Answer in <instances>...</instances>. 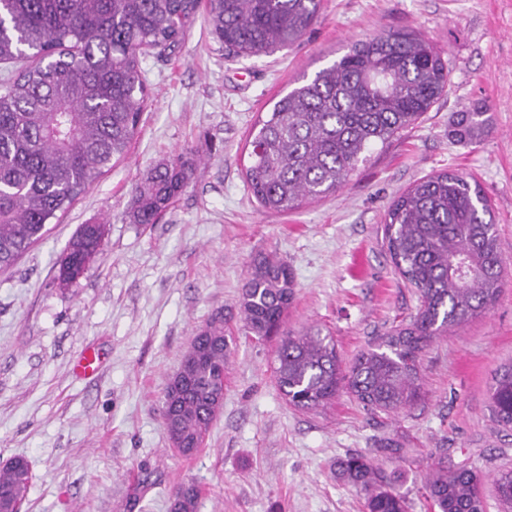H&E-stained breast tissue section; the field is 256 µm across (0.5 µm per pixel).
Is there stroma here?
Wrapping results in <instances>:
<instances>
[{
  "mask_svg": "<svg viewBox=\"0 0 512 512\" xmlns=\"http://www.w3.org/2000/svg\"><path fill=\"white\" fill-rule=\"evenodd\" d=\"M396 29L441 51L450 86L413 128L371 149L343 188L285 212L264 210L245 169L253 125L297 79L354 42ZM139 130L38 243L0 270V462L22 455L33 482L22 512H169L180 483L198 512H365L336 459L366 455L409 512H433L427 476L475 465L488 477L484 512H500L494 479L512 469V430L494 421L489 389L512 362V0H323L312 28L270 54L235 56L198 11L174 50L146 51ZM460 112H483L479 144L452 137ZM193 149L190 184L157 223H134L146 173ZM451 169L491 200L505 286L485 317L436 337L420 357L424 399L372 412L348 394L327 407L288 406L273 377V343L248 335L236 306L255 257L293 270L286 326L331 337L349 364L376 336L409 324L419 293L395 271L386 211L417 180ZM82 224H102V251L72 286L55 266ZM223 313L232 337L223 411L202 448H170L162 396L196 331ZM105 354L77 378L76 357Z\"/></svg>",
  "mask_w": 512,
  "mask_h": 512,
  "instance_id": "35a3bbf8",
  "label": "stroma"
}]
</instances>
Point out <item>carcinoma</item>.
Here are the masks:
<instances>
[{
    "label": "carcinoma",
    "mask_w": 512,
    "mask_h": 512,
    "mask_svg": "<svg viewBox=\"0 0 512 512\" xmlns=\"http://www.w3.org/2000/svg\"><path fill=\"white\" fill-rule=\"evenodd\" d=\"M201 0H0V62L31 51L36 63L0 80V269L45 234L112 160L126 154L146 100L143 50L182 40ZM323 0H206L217 40L238 54L271 53L301 39ZM441 52L413 31L354 43L332 65L277 100L252 128L249 191L268 211L284 212L341 189L378 142L400 136L447 91ZM487 119L464 112L460 137L478 139ZM195 159L178 155L134 188V219L154 224L187 187ZM105 225L82 224L58 261L57 280L75 283L101 251ZM383 237L395 268L420 295L412 324L394 329L342 368L334 344L311 329H284L294 277L284 262L253 263L237 300L244 328L276 340L274 377L289 406L312 411L345 390L370 410L398 412L422 397L419 355L431 339L486 315L504 286L500 237L490 200L455 171L424 177L389 207ZM224 319L193 336L179 387L166 385L163 419L179 454L195 455L224 404L229 353ZM496 422L512 430V364L489 391ZM338 475L364 495L366 512H408L363 454L336 461ZM33 479L20 456L0 465V512H14ZM485 476L437 467L426 484L438 512H484ZM512 512V471L496 480ZM200 487L184 483L173 512H197Z\"/></svg>",
    "instance_id": "cac0c4a2"
}]
</instances>
